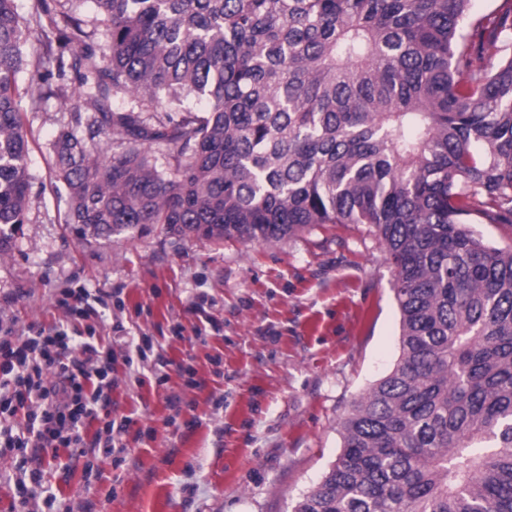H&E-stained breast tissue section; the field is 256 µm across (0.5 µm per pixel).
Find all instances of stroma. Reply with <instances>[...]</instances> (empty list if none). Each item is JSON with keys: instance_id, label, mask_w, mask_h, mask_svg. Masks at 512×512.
I'll list each match as a JSON object with an SVG mask.
<instances>
[{"instance_id": "35a3bbf8", "label": "stroma", "mask_w": 512, "mask_h": 512, "mask_svg": "<svg viewBox=\"0 0 512 512\" xmlns=\"http://www.w3.org/2000/svg\"><path fill=\"white\" fill-rule=\"evenodd\" d=\"M80 103L73 89L26 115L28 221L0 254V322L19 333L49 325L63 317L60 292L103 289L117 301L108 323L131 339L162 338L168 381L116 360L112 414L154 428V439L124 436L120 465L104 460L90 478L83 460L60 452L50 491L71 512H293L340 455L351 402L400 356L393 265L367 224H322L269 243L206 241L158 224L78 237L49 142ZM203 301L218 322L204 345L192 308ZM176 321L180 339L170 335ZM218 353L224 377L215 381ZM187 363L204 388L184 387Z\"/></svg>"}]
</instances>
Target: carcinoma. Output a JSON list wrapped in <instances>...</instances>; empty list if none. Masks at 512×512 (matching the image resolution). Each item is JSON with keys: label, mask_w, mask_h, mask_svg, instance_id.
I'll use <instances>...</instances> for the list:
<instances>
[{"label": "carcinoma", "mask_w": 512, "mask_h": 512, "mask_svg": "<svg viewBox=\"0 0 512 512\" xmlns=\"http://www.w3.org/2000/svg\"><path fill=\"white\" fill-rule=\"evenodd\" d=\"M0 0V252L27 223L19 75L84 105L50 144L81 237L161 224L268 242L368 224L396 271L400 356L342 417L294 512H512V0H91L95 32ZM125 150L107 155L104 136ZM470 230L488 243L504 249H512L511 224H468Z\"/></svg>", "instance_id": "1"}]
</instances>
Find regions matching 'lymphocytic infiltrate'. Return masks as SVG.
I'll use <instances>...</instances> for the list:
<instances>
[{
  "instance_id": "obj_1",
  "label": "lymphocytic infiltrate",
  "mask_w": 512,
  "mask_h": 512,
  "mask_svg": "<svg viewBox=\"0 0 512 512\" xmlns=\"http://www.w3.org/2000/svg\"><path fill=\"white\" fill-rule=\"evenodd\" d=\"M111 294L76 288L56 303L66 320L27 333H0V457L13 462L15 512H27L36 496L46 506L57 498L44 494L46 456L67 450L84 458L85 471L115 454L116 438L132 433L153 437L150 428H134L129 417L112 416L114 344L122 342L102 310ZM97 422L92 437L87 423Z\"/></svg>"
}]
</instances>
